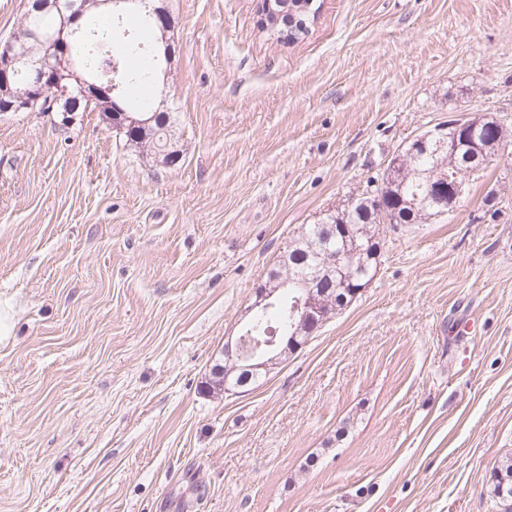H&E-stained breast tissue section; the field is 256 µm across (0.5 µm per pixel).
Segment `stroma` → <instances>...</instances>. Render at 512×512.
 <instances>
[{
	"mask_svg": "<svg viewBox=\"0 0 512 512\" xmlns=\"http://www.w3.org/2000/svg\"><path fill=\"white\" fill-rule=\"evenodd\" d=\"M165 0L180 160L99 113L0 112V512H504L512 0ZM506 131L447 213L244 396L207 390L305 225L452 114ZM290 1H302L303 4L291 3L288 5V18L289 23L288 26L282 24V22L277 27V38L280 37L283 40H292L300 39L305 36V31L307 29V21L309 20L310 10L312 9L313 1L308 2L309 0H290ZM308 2L310 8L307 12L305 9V4ZM289 10H292L290 13ZM294 22V23H293ZM289 39V40H288ZM492 478V494L499 500H503L500 497L501 494L508 496V492L512 489V456L502 460L494 470Z\"/></svg>",
	"mask_w": 512,
	"mask_h": 512,
	"instance_id": "stroma-1",
	"label": "stroma"
}]
</instances>
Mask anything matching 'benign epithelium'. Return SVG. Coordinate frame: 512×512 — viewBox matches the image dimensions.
<instances>
[{"label": "benign epithelium", "instance_id": "1", "mask_svg": "<svg viewBox=\"0 0 512 512\" xmlns=\"http://www.w3.org/2000/svg\"><path fill=\"white\" fill-rule=\"evenodd\" d=\"M52 6L58 10L62 18L60 29L53 37L45 40L47 46L45 56L36 66L30 65L29 49L26 43L16 37L0 41V83L10 84V78L23 69L29 71V82L25 90L18 92V108H30L41 100L46 103L58 102L69 93L70 85L75 83L81 93L98 101L110 110L107 114L112 130L122 133L137 130L144 134L151 129L154 117H148L143 112H129L118 103L119 85L113 81H102L98 84L88 82L72 66L65 64L68 52L69 37L74 26L84 16L85 4L82 0H35L34 8ZM488 118L484 116L455 117L448 123L437 125L433 129L417 134L410 139L413 147L435 155L457 154L458 152L478 145V141L487 128ZM464 181L453 168H442L437 175L426 180V193L430 196L441 194L438 202L440 212L448 209V203L454 202L461 193ZM386 186L378 188L367 200L372 208L381 216V223H389V212L384 205ZM366 255V245L363 241L352 238L345 240L344 250L338 254L326 252L317 254L314 271L309 274L299 272L288 274V279L281 281L277 288L259 287L255 291V300L248 306V321L245 322L241 333L235 338L224 342V375L234 374L258 377L267 376L274 369L280 352L288 349V345L296 344V340L283 338L278 342L271 339H260L251 335L249 325L255 315L272 307L274 301L281 296V291L292 283L298 288L299 296L295 298L294 313L298 325L306 326V331L313 336L320 331L326 322L325 306L327 305V290L323 288L320 268L330 264L342 270L353 266L357 256Z\"/></svg>", "mask_w": 512, "mask_h": 512}]
</instances>
